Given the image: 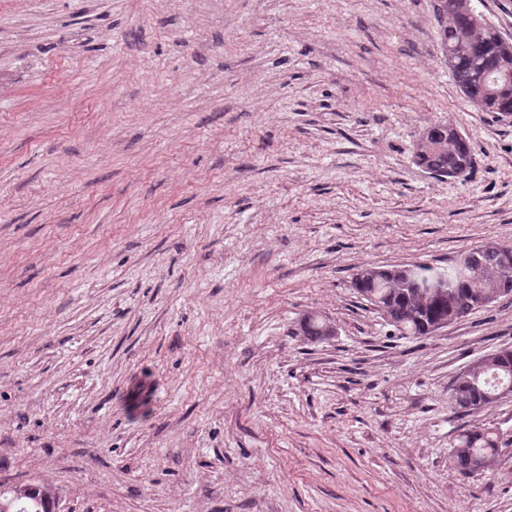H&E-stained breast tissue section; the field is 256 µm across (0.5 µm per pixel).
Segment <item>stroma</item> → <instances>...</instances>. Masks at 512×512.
Segmentation results:
<instances>
[{
	"mask_svg": "<svg viewBox=\"0 0 512 512\" xmlns=\"http://www.w3.org/2000/svg\"><path fill=\"white\" fill-rule=\"evenodd\" d=\"M439 0H0V481L57 512H512V296L420 338L351 285L512 246V117ZM453 125L465 178L417 166ZM334 336L295 333L306 314ZM488 432L484 475L450 463ZM414 159L435 177H465L474 167V154L467 141L455 128L440 123L426 127L420 134ZM481 360H485L483 365L466 371L468 366L450 385L451 408L456 414L469 413L512 392V350L503 348ZM453 444L451 463L464 477L483 475L498 448L496 438L477 429L459 430Z\"/></svg>",
	"mask_w": 512,
	"mask_h": 512,
	"instance_id": "stroma-1",
	"label": "stroma"
}]
</instances>
